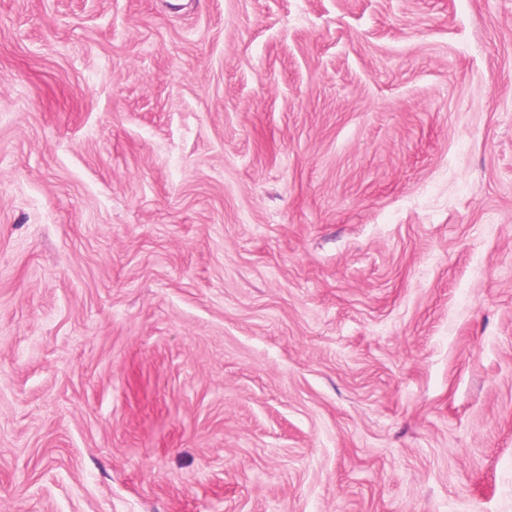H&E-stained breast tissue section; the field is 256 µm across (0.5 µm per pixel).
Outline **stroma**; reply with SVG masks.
<instances>
[{
	"label": "stroma",
	"instance_id": "35a3bbf8",
	"mask_svg": "<svg viewBox=\"0 0 512 512\" xmlns=\"http://www.w3.org/2000/svg\"><path fill=\"white\" fill-rule=\"evenodd\" d=\"M0 512H512V0H0Z\"/></svg>",
	"mask_w": 512,
	"mask_h": 512
}]
</instances>
